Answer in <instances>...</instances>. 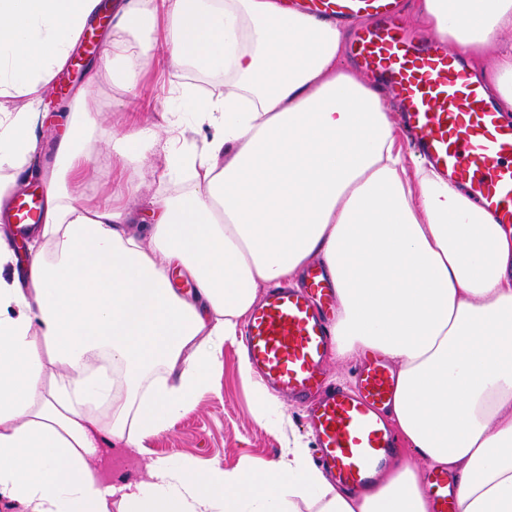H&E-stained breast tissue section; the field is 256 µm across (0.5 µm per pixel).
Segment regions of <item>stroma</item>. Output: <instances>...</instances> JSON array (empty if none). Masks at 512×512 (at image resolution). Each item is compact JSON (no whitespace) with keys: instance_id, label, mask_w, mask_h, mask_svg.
<instances>
[{"instance_id":"stroma-1","label":"stroma","mask_w":512,"mask_h":512,"mask_svg":"<svg viewBox=\"0 0 512 512\" xmlns=\"http://www.w3.org/2000/svg\"><path fill=\"white\" fill-rule=\"evenodd\" d=\"M157 60L159 75L147 77L128 94L113 90L106 82L87 85L84 68L67 62L55 76L53 90L41 106L42 112L54 113L55 118L44 121L37 131L39 147L29 165L30 184L39 183L42 174L51 170L56 142L70 115L69 105L82 95L90 108L100 113L101 120L90 134V160L81 180L71 188L73 195L101 203L118 186L136 185L138 193L126 197L125 203L142 223H149L152 201L159 196L176 195L181 189L180 181L165 177L163 150H156L142 163L127 164L113 150L114 138L132 126L162 129L166 112L173 108L169 99L171 86L190 83L203 94L222 88L221 81L169 65L165 53H158ZM241 358L237 344L225 343L222 370L201 393L196 408L176 419L168 431L147 441L153 455L199 469L213 464L231 469L245 463L260 468L279 457L289 438L312 442L304 424V405L288 396L279 398L283 413L280 424L262 425L255 421L256 397L239 374Z\"/></svg>"}]
</instances>
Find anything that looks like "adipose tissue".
Returning a JSON list of instances; mask_svg holds the SVG:
<instances>
[{"label": "adipose tissue", "mask_w": 512, "mask_h": 512, "mask_svg": "<svg viewBox=\"0 0 512 512\" xmlns=\"http://www.w3.org/2000/svg\"><path fill=\"white\" fill-rule=\"evenodd\" d=\"M101 0H0V205L44 120L36 105ZM430 35L480 60L512 28V0H420ZM343 25L282 0H121L92 82L135 89L165 48L222 78L171 95L212 127L188 143L133 128L127 160L167 144L187 176L133 230L120 206L73 198L86 131L70 106L59 167L25 244L0 231V500L18 512H433L426 472L454 478L458 512H512V226L406 153L380 90L340 67ZM327 267L341 313L335 356L396 368L387 415L406 452L357 494L291 440L261 469L149 459L115 485L93 468L113 441L143 448L195 408L259 288ZM195 288L183 292L169 273ZM110 407L111 423L92 414Z\"/></svg>", "instance_id": "ef3b65f1"}]
</instances>
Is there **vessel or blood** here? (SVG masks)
Masks as SVG:
<instances>
[{"label":"vessel or blood","instance_id":"b4317fda","mask_svg":"<svg viewBox=\"0 0 512 512\" xmlns=\"http://www.w3.org/2000/svg\"><path fill=\"white\" fill-rule=\"evenodd\" d=\"M292 8L332 17L351 29L350 55L393 96L400 122L419 151L498 223L512 225V119L475 80L460 51L429 35L408 36L403 0H290ZM18 224L34 223L39 202L18 195ZM331 281L311 269L301 288L270 289L246 322L239 343L272 392L305 404L315 437V462L338 488L362 490L393 456L394 437L383 416L395 391L394 374L379 360L361 365L354 388L326 383L333 347ZM428 491L436 512H455L448 478Z\"/></svg>","mask_w":512,"mask_h":512}]
</instances>
